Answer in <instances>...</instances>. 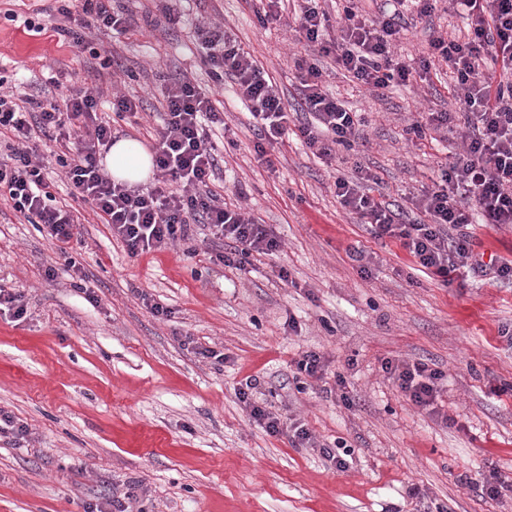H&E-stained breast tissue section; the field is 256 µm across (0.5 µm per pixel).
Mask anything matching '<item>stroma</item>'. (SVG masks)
<instances>
[{
    "instance_id": "obj_1",
    "label": "stroma",
    "mask_w": 512,
    "mask_h": 512,
    "mask_svg": "<svg viewBox=\"0 0 512 512\" xmlns=\"http://www.w3.org/2000/svg\"><path fill=\"white\" fill-rule=\"evenodd\" d=\"M258 6L181 0L173 24L162 0H112L127 31L91 29L81 50L60 30L54 0H0V88L53 102L97 90L113 138L154 149L165 84L188 75L212 88L230 143L215 182L227 205L282 242L243 268L217 266L210 257L224 241L195 224L189 240L129 256L91 204L70 197L59 143L40 139L56 199L74 206L78 222L63 244L0 204V283L27 305L24 320L0 316V408L30 429L27 442L0 440V512H86L130 491L143 512H512V493L478 490L494 472L512 482V285L464 269L446 282L425 276L397 240L376 236L336 198L337 176L358 166L376 175L370 194L387 203L431 186L463 131L421 139L410 128L422 112L457 110L453 77L430 72L379 96L324 58L326 91L366 125L329 163L288 135L267 168L244 106L231 86H213L195 34L198 23L224 24L276 83L292 123L311 122L295 61L314 50L284 22L260 25ZM463 28L450 12L406 16L396 51L418 63L431 35ZM116 90L142 100L139 125L115 119L107 101ZM467 232L476 252L512 260V225ZM73 263L97 302L75 287ZM149 298L170 316H153ZM202 348L224 362L201 358ZM307 351L324 357L322 380H296L294 361ZM387 358L443 371V418L405 398L382 369ZM249 377L255 399L304 423L316 447L254 422L237 395ZM340 439L352 458L343 471L320 452Z\"/></svg>"
}]
</instances>
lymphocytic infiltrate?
Segmentation results:
<instances>
[{
	"mask_svg": "<svg viewBox=\"0 0 512 512\" xmlns=\"http://www.w3.org/2000/svg\"><path fill=\"white\" fill-rule=\"evenodd\" d=\"M70 0H59L57 12L68 27L75 46H83L86 30H125V18L115 13L111 0H81L72 12ZM439 0H392L390 9L370 16L357 6L344 10V21L332 25L320 0H300L295 32L300 41L315 48V60L299 59L295 66L304 103L314 124L300 126L298 136L321 159H331L337 147L350 146L365 119L324 88L321 58H333L366 90L382 94L413 85L419 71L434 61L446 63L461 95L455 112H427L411 126L419 137L443 132L456 124L467 129L463 149L442 165L431 189L417 199L423 222L407 224L401 212L366 193L363 184L371 173L337 177L336 197L377 236L400 241L414 264L440 277L465 268L493 270L498 281L512 284V261H484L466 232L469 224H512V0H449L465 20L466 33L452 37L434 35L419 65L396 55L405 12L425 18L434 14ZM202 49L216 81L231 80L261 140L254 150L262 164L273 166L268 146L281 143L288 130V107L252 54L217 25L197 29ZM162 130L154 153L155 179L144 190L115 182L99 166L97 156L112 144V128L98 120V97L92 91L68 95L63 105L26 98L15 102L0 92V129L9 130L14 142L0 155V201L58 242L74 236L76 219L59 206L46 182L33 129L71 140L74 153L57 157L64 168L73 199L91 203L113 237L130 256L137 257L186 239L191 223L205 224L219 239L230 241L231 252H218L211 263L243 266L253 254L271 255L280 240L265 225L241 208L229 207L213 187L217 147L214 127L224 115L211 97L186 77L166 84L162 91ZM384 371L415 406L440 414L438 404L444 374L428 363L390 359ZM256 380H246L238 397L251 418L273 436L291 432L295 443L313 445L304 424L284 423L279 414L255 401Z\"/></svg>",
	"mask_w": 512,
	"mask_h": 512,
	"instance_id": "1",
	"label": "lymphocytic infiltrate"
}]
</instances>
